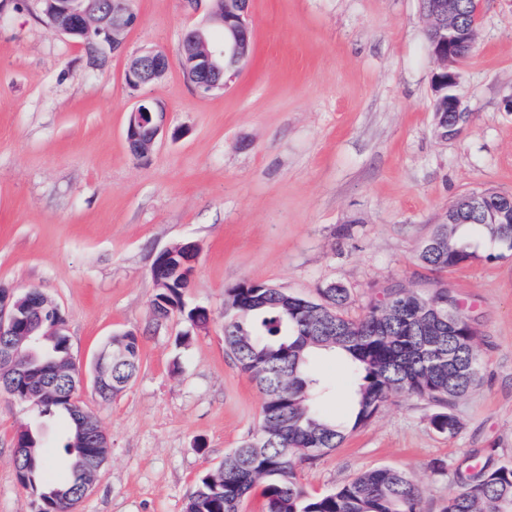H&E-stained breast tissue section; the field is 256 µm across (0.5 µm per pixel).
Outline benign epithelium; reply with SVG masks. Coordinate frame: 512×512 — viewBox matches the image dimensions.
Wrapping results in <instances>:
<instances>
[{"label":"benign epithelium","mask_w":512,"mask_h":512,"mask_svg":"<svg viewBox=\"0 0 512 512\" xmlns=\"http://www.w3.org/2000/svg\"><path fill=\"white\" fill-rule=\"evenodd\" d=\"M134 0H114L112 12L94 8L88 0H34L40 13L47 19L52 33L77 44H90L88 57L99 66L105 50L120 54L126 45L127 31L136 23ZM210 24L224 28V40L206 39L201 29L183 39L180 56L186 79L196 88L207 92L224 90L248 62L252 47L248 38L247 9L227 7L222 0H209ZM426 23L438 31L432 56L437 70L447 78L450 87L457 85L452 71L459 61V50L474 43L477 24L462 28L458 25L454 0H434L432 11L425 16ZM170 59L156 48H144L129 58L125 69L126 87L134 94L135 103L127 115L125 135L128 147L136 158L150 153L159 136L167 130V109L156 99L140 97L137 92L145 86L160 83L166 76ZM469 113L455 94L448 96V111L436 122L437 134L448 139L458 134L455 127L467 122ZM483 194H471L467 205L482 209L492 224H512V195L501 196L493 207L485 203ZM198 247L185 244V257L177 264L176 272L187 283H192ZM64 335V323L58 306L44 295L36 300L14 299V290L0 288V391L11 394L16 381L5 373H17L43 349L53 336ZM123 349L107 342L96 354L92 382L94 389L106 384L112 372V362L123 357Z\"/></svg>","instance_id":"7a95c632"}]
</instances>
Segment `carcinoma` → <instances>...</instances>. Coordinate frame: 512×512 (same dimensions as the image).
<instances>
[{
    "label": "carcinoma",
    "mask_w": 512,
    "mask_h": 512,
    "mask_svg": "<svg viewBox=\"0 0 512 512\" xmlns=\"http://www.w3.org/2000/svg\"><path fill=\"white\" fill-rule=\"evenodd\" d=\"M462 223L436 225L432 236L448 239V247L418 255L433 271H446L461 260H472L469 234L483 232L501 248L512 250V225L488 224L484 212L464 210ZM185 285L171 279L159 288L152 308L156 323L179 311L196 328L210 320L204 307L185 309ZM349 299L344 288H327L321 299H308L279 288L230 290L224 309V348L238 368L260 387L263 403L256 434L224 455L218 468L195 482L185 512H240L243 501L261 487L263 512H424L419 485L406 471L378 467L360 473L333 491L310 494L300 481L303 464L342 446L346 436L371 421L386 402L398 397L427 399L442 408L431 424L453 438L460 422L451 406L467 396L480 379L476 330L468 322L429 333L416 311L410 288H389L385 299L360 319L344 316ZM332 313L329 333L312 329L308 310ZM128 352L116 377L134 378L140 368V336L126 331L112 335ZM341 356L355 382L350 413L345 421L323 414L319 400L324 390L310 369L321 351ZM70 360L67 336H56L46 352L30 364L29 379L46 386L38 413L67 420L62 456L54 461L42 451L41 441L29 429L17 439L23 457L16 463L21 485L37 497V512H75L85 495L86 461L99 451L70 405L52 386ZM59 464L68 476L47 483L43 474ZM455 491L441 512H512V461L488 459L476 468L464 461L452 471Z\"/></svg>",
    "instance_id": "carcinoma-1"
}]
</instances>
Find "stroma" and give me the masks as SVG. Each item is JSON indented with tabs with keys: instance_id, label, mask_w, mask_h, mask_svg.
<instances>
[{
	"instance_id": "obj_1",
	"label": "stroma",
	"mask_w": 512,
	"mask_h": 512,
	"mask_svg": "<svg viewBox=\"0 0 512 512\" xmlns=\"http://www.w3.org/2000/svg\"><path fill=\"white\" fill-rule=\"evenodd\" d=\"M135 11L125 54L95 68L32 0H0V285L40 289L59 307L83 369L113 333L141 337L127 390L107 402L89 384L79 393L109 449L75 512H185L196 479L255 433L263 395L227 355L222 318L246 280L311 299L339 285L352 319L392 285L444 287L477 330L481 380L452 407L455 437L432 427L433 403L389 401L302 467L309 493L389 466L439 512L454 486L431 462L512 460V252L476 240L472 262L442 273L418 259L458 197L512 194V0L482 2L455 89L470 119L449 140L435 132L420 0H250L253 55L220 93L189 83L179 57L204 10L135 0ZM145 47L170 58L143 90L166 105L169 134L137 159L123 71ZM186 242L199 258L182 301L212 316L194 330L178 315L156 324L151 306L156 254ZM316 371L331 387L323 411L346 416L345 362L324 355ZM26 427L57 456L65 421L0 392V512L36 510L14 462Z\"/></svg>"
}]
</instances>
